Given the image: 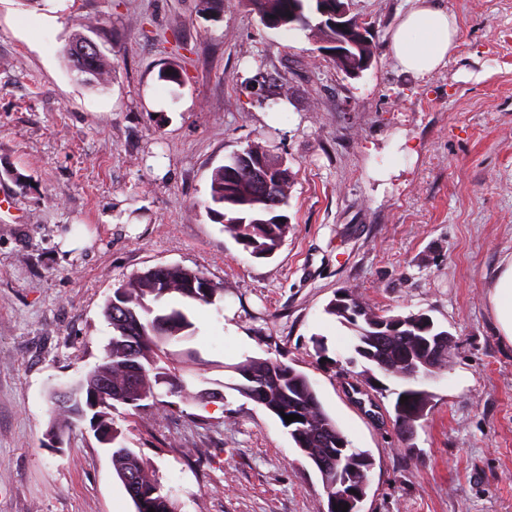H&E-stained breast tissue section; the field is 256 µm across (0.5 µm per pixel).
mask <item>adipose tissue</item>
I'll return each instance as SVG.
<instances>
[{
    "mask_svg": "<svg viewBox=\"0 0 512 512\" xmlns=\"http://www.w3.org/2000/svg\"><path fill=\"white\" fill-rule=\"evenodd\" d=\"M457 32L455 18L434 0H416L393 34L391 49L406 71L425 78L445 64ZM490 301L502 336L512 343V263L493 276Z\"/></svg>",
    "mask_w": 512,
    "mask_h": 512,
    "instance_id": "1",
    "label": "adipose tissue"
}]
</instances>
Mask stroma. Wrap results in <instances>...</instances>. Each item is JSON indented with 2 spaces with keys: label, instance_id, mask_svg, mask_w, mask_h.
<instances>
[{
  "label": "stroma",
  "instance_id": "obj_1",
  "mask_svg": "<svg viewBox=\"0 0 512 512\" xmlns=\"http://www.w3.org/2000/svg\"><path fill=\"white\" fill-rule=\"evenodd\" d=\"M459 24L444 66L403 71L388 46L409 0H350L378 46L359 76L312 31L263 28L244 0H0V512H136L89 427L50 445L51 389L100 363L102 311L132 275L201 271L189 390L114 413L180 512H327L319 472L280 421L233 390L245 357L303 372L353 447L374 459L361 512H512V345L488 283L512 260V0H437ZM91 24L112 60L92 88L63 54ZM179 83L161 81L168 67ZM260 144L292 176V227L255 258L201 208L215 168ZM84 247L62 251L66 237ZM352 291L424 312L455 339L422 387L406 455L402 381L369 368L326 314ZM412 389L416 396L415 401L409 405V407L404 412H399L396 410V404L399 398L408 390ZM431 402L430 394L424 389L417 388H407L399 392L397 395L395 404H394V414L395 420L394 425L397 428V431L401 438L405 441V433L406 431H410L415 429L417 431L418 422L422 419L420 416V412L426 405H429Z\"/></svg>",
  "mask_w": 512,
  "mask_h": 512
}]
</instances>
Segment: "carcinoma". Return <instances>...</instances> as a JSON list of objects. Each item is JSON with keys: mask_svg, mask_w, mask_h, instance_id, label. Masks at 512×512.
Listing matches in <instances>:
<instances>
[{"mask_svg": "<svg viewBox=\"0 0 512 512\" xmlns=\"http://www.w3.org/2000/svg\"><path fill=\"white\" fill-rule=\"evenodd\" d=\"M268 29H310L318 35L321 53L336 51L340 34L330 24L336 0H246ZM90 36L80 32L65 49L70 69L90 87H104L112 74V60L98 51L82 58L73 57L72 48ZM377 46L371 39L352 38L345 54L332 57L336 67L346 72L364 60L375 58ZM261 164L269 178L277 181L276 195L281 205L269 203L252 179L249 167ZM290 178L282 161L261 146H250L234 154L211 175L209 195L202 202L207 215L223 225L224 231L245 250L274 254L285 242L290 227L280 213L288 206ZM205 275L180 265H165L137 273L116 289L103 314L112 328L103 361L73 384L71 404H54V430L63 435L82 422L119 437L112 412L117 405L139 413L149 405L142 399L156 400L155 386L161 374L170 377V386L180 381L181 354L169 349L171 342L194 336L195 326L180 308H158L154 303L174 296L200 304H213L224 296V289L213 284L203 287ZM325 312L355 333V353L388 376L406 379L402 374L404 355L419 347L422 336H439L444 329L426 313L387 315L347 293L341 301H330ZM239 376L235 390L264 407L287 429L296 448L316 467L324 486L333 492L365 486V472L374 465L369 452L351 447L347 436L324 410L308 377L295 368L257 357H247L231 366ZM415 401L403 411H394V425L400 436L417 428L420 412L430 404L424 389H414ZM301 416L300 422H285L283 415ZM112 465L136 512H178L176 502L163 490L143 459L123 445L112 448Z\"/></svg>", "mask_w": 512, "mask_h": 512, "instance_id": "obj_1", "label": "carcinoma"}]
</instances>
